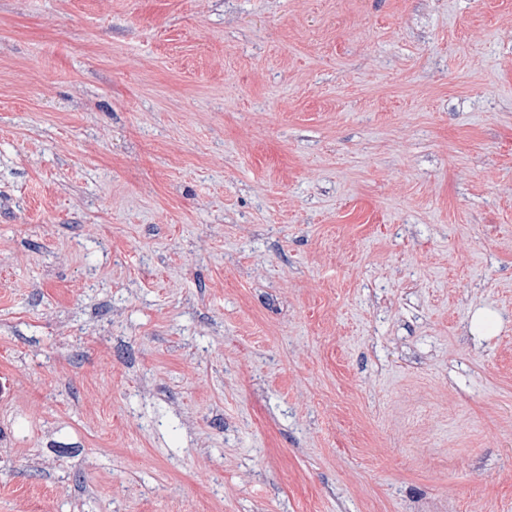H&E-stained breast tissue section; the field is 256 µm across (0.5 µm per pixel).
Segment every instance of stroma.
Masks as SVG:
<instances>
[{
    "instance_id": "1",
    "label": "stroma",
    "mask_w": 512,
    "mask_h": 512,
    "mask_svg": "<svg viewBox=\"0 0 512 512\" xmlns=\"http://www.w3.org/2000/svg\"><path fill=\"white\" fill-rule=\"evenodd\" d=\"M0 512H512V0H0Z\"/></svg>"
}]
</instances>
